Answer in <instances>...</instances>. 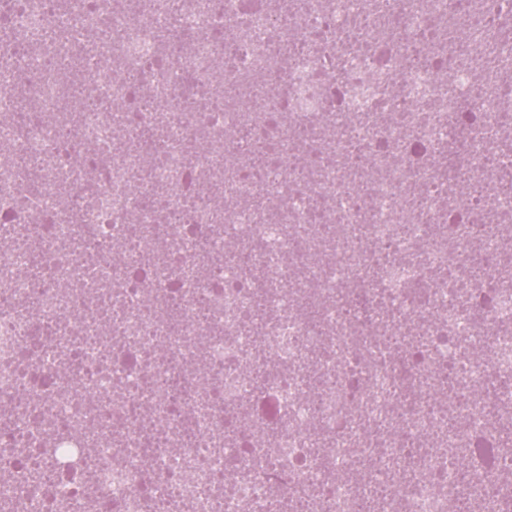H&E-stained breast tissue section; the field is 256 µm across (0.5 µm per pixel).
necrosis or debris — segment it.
<instances>
[{"label":"necrosis or debris","instance_id":"1","mask_svg":"<svg viewBox=\"0 0 512 512\" xmlns=\"http://www.w3.org/2000/svg\"><path fill=\"white\" fill-rule=\"evenodd\" d=\"M461 2L0 0V512H502L512 0Z\"/></svg>","mask_w":512,"mask_h":512}]
</instances>
